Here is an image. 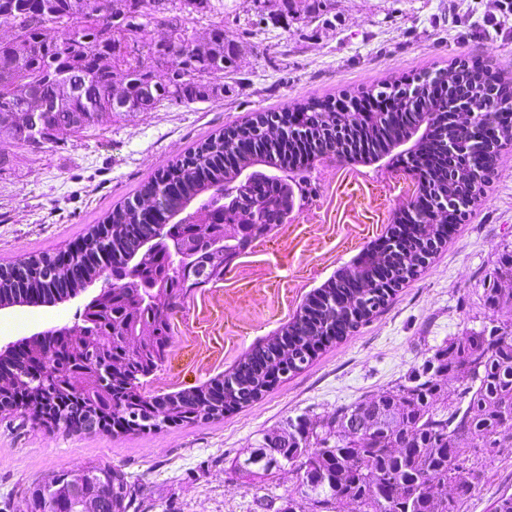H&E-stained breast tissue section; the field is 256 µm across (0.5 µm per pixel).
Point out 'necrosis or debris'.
Here are the masks:
<instances>
[{
	"mask_svg": "<svg viewBox=\"0 0 512 512\" xmlns=\"http://www.w3.org/2000/svg\"><path fill=\"white\" fill-rule=\"evenodd\" d=\"M328 169L316 201L241 248L225 266L222 281L189 290L186 308L169 320L172 339L164 367L146 383V394L185 387L188 375L223 368L242 358V337L288 320L293 297L304 294L315 277L313 266L300 264L274 278L268 263H251V255L301 250L317 254L322 266L334 265L389 220L392 205L417 195L413 179L394 170L357 178L342 165Z\"/></svg>",
	"mask_w": 512,
	"mask_h": 512,
	"instance_id": "1",
	"label": "necrosis or debris"
}]
</instances>
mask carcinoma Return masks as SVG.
Here are the masks:
<instances>
[{
  "mask_svg": "<svg viewBox=\"0 0 512 512\" xmlns=\"http://www.w3.org/2000/svg\"><path fill=\"white\" fill-rule=\"evenodd\" d=\"M212 0H31L28 22L0 41V133L32 147L96 124L99 109L123 93L135 111L165 103L189 105L224 92L234 42L216 25L199 41L190 20ZM165 29V56L154 29ZM85 84L56 111L40 114L32 131L9 120L37 96L62 84ZM386 107L363 122L330 102L295 103L288 124L259 113L211 137L170 164L89 228L82 246L0 265V307L62 301L108 274L82 323L60 336L33 335L0 354V416L22 412L34 424L74 432L135 434L217 419L244 408L283 377L309 365L379 313L443 243L444 226L465 220L478 203L501 154L512 149V80L454 58L446 68L347 93ZM411 143L408 169L419 183L418 216L406 210L395 246L338 269L310 291L295 317L254 342L243 359L207 380L146 396L144 384L162 369L171 340L168 315L197 284L224 279L227 258L283 223L306 199L317 162L362 151L387 154ZM234 189L236 205H215ZM176 235L181 259L158 247ZM491 328L449 338L422 370L392 390L342 405L313 422L288 418L262 436L241 475L260 478L285 467L299 480L300 512H460L459 494L480 478L470 450L491 456L512 448V252L499 261L484 291ZM66 359L61 375L31 373L49 348ZM458 384L448 396V383ZM84 487L100 512H129L133 495L123 473L80 466L51 476L32 494L31 512H82L71 494Z\"/></svg>",
  "mask_w": 512,
  "mask_h": 512,
  "instance_id": "cac0c4a2",
  "label": "carcinoma"
}]
</instances>
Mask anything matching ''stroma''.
Here are the masks:
<instances>
[{
    "label": "stroma",
    "mask_w": 512,
    "mask_h": 512,
    "mask_svg": "<svg viewBox=\"0 0 512 512\" xmlns=\"http://www.w3.org/2000/svg\"><path fill=\"white\" fill-rule=\"evenodd\" d=\"M213 3L214 11L191 26L202 40L223 25L237 44V68L224 77L223 97L122 120L105 114L95 126L38 148L0 138V262L68 249L160 169L249 113L412 76L459 54L512 75V17L489 21L494 0H323L312 14L297 0L287 15L255 0ZM262 11L268 23L244 34ZM497 171L473 213L383 312L249 407L136 435L72 433L18 415L0 418V512H30L33 492L53 474L98 464L135 485V512H262L260 495L285 503L297 492L295 473L275 470L251 485L235 468L263 433L290 417L316 420L391 390L429 349L487 323L483 292L499 255L512 246V152L502 155ZM97 292L93 286L55 306L29 309L23 332L12 327L17 307L0 309V347L73 324ZM481 470L461 512H493L497 497L512 493V448L484 458Z\"/></svg>",
    "instance_id": "35a3bbf8"
}]
</instances>
